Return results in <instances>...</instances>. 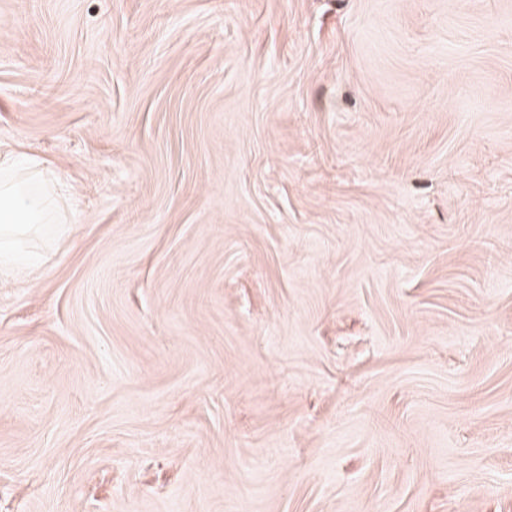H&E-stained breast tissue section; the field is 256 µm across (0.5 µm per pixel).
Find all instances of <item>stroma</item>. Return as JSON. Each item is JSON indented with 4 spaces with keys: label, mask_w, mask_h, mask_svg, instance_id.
<instances>
[{
    "label": "stroma",
    "mask_w": 512,
    "mask_h": 512,
    "mask_svg": "<svg viewBox=\"0 0 512 512\" xmlns=\"http://www.w3.org/2000/svg\"><path fill=\"white\" fill-rule=\"evenodd\" d=\"M0 512H512V0H0ZM54 173L44 164L21 154L0 161V276L17 268L20 241L30 240L39 224L48 220L47 200L28 196L25 181L38 179L51 188Z\"/></svg>",
    "instance_id": "1"
}]
</instances>
